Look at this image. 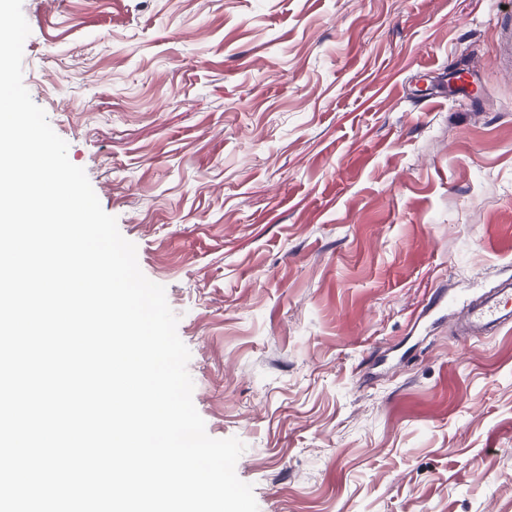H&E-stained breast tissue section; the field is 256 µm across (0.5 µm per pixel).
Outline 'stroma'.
Wrapping results in <instances>:
<instances>
[{
    "label": "stroma",
    "instance_id": "obj_1",
    "mask_svg": "<svg viewBox=\"0 0 512 512\" xmlns=\"http://www.w3.org/2000/svg\"><path fill=\"white\" fill-rule=\"evenodd\" d=\"M23 82L161 284L259 512H512V0H23ZM511 296V291L504 293V290H501L498 296L476 305L471 311L469 329L486 330L512 325ZM508 307H510L509 310H507Z\"/></svg>",
    "mask_w": 512,
    "mask_h": 512
}]
</instances>
